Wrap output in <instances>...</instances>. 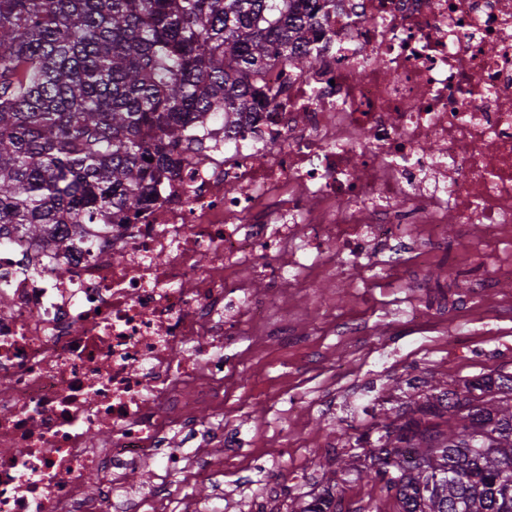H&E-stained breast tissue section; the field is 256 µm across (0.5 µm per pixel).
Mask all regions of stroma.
I'll return each instance as SVG.
<instances>
[{
	"label": "stroma",
	"instance_id": "1",
	"mask_svg": "<svg viewBox=\"0 0 512 512\" xmlns=\"http://www.w3.org/2000/svg\"><path fill=\"white\" fill-rule=\"evenodd\" d=\"M403 286L390 294L372 288L357 296L353 280L343 283L322 280L314 296L293 300L287 312L295 330L312 329L313 362L277 350L252 347L224 392V422L243 435L261 433L263 447L236 450L212 449L206 473L201 477L177 474L168 483V506L176 508L182 498L204 500L223 494L229 508L240 507L256 478L250 464L265 462V481L276 488L268 512H285L288 500L298 493L321 491L323 481L315 462L326 455V446L338 437L371 428L381 408L392 405L415 410L423 395L419 388L395 389L394 379H470L481 374L512 373V314L500 315L497 334H476L484 354L463 357L465 337L454 327L462 310L450 308L446 327L416 331L400 313L399 300L408 296ZM333 316L339 323L358 317L364 329L358 336H340L313 329V322ZM303 393L313 407L301 419L288 416L282 393ZM287 440L293 448L289 461L272 456L271 443Z\"/></svg>",
	"mask_w": 512,
	"mask_h": 512
}]
</instances>
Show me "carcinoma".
<instances>
[{
  "label": "carcinoma",
  "instance_id": "carcinoma-1",
  "mask_svg": "<svg viewBox=\"0 0 512 512\" xmlns=\"http://www.w3.org/2000/svg\"><path fill=\"white\" fill-rule=\"evenodd\" d=\"M336 0H0V237L61 254L86 224L157 198L191 148L187 125L255 112ZM348 437L383 496L371 512H512V373L442 381L417 408ZM363 453H358V450ZM314 504L337 512V464Z\"/></svg>",
  "mask_w": 512,
  "mask_h": 512
}]
</instances>
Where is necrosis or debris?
I'll return each instance as SVG.
<instances>
[{
  "instance_id": "4bbe7bcc",
  "label": "necrosis or debris",
  "mask_w": 512,
  "mask_h": 512,
  "mask_svg": "<svg viewBox=\"0 0 512 512\" xmlns=\"http://www.w3.org/2000/svg\"><path fill=\"white\" fill-rule=\"evenodd\" d=\"M331 27L314 69L267 74L252 126L189 124L204 151L138 221L62 258L0 247V512H127L118 472L150 463L162 502L190 462L167 433L206 448L231 347L307 348L281 302L320 278L368 260L400 284L451 221L471 243L459 298L512 279V0H343Z\"/></svg>"
}]
</instances>
